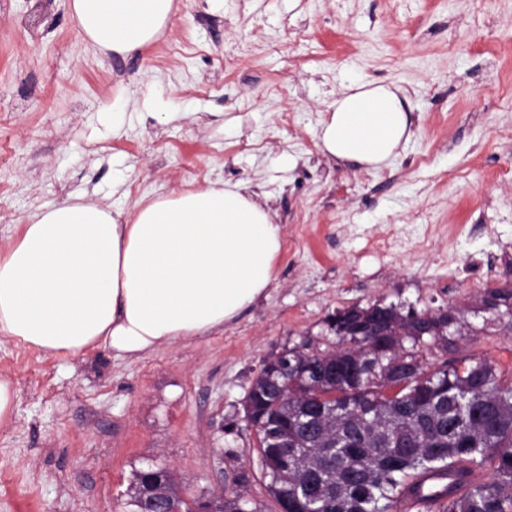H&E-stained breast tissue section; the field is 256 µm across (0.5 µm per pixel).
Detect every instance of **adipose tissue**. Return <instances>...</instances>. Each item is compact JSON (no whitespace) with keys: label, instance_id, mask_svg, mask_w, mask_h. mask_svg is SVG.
Here are the masks:
<instances>
[{"label":"adipose tissue","instance_id":"ef3b65f1","mask_svg":"<svg viewBox=\"0 0 512 512\" xmlns=\"http://www.w3.org/2000/svg\"><path fill=\"white\" fill-rule=\"evenodd\" d=\"M79 31L125 55L160 36L175 0H71ZM408 96L356 83L332 102L324 156L378 167L413 137ZM266 196L213 184L137 200L66 199L31 214L0 253V334L46 356L102 345L139 360L223 332L275 282L281 249Z\"/></svg>","mask_w":512,"mask_h":512}]
</instances>
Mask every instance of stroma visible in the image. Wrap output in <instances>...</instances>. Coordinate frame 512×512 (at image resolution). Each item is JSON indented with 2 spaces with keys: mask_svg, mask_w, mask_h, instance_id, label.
Listing matches in <instances>:
<instances>
[{
  "mask_svg": "<svg viewBox=\"0 0 512 512\" xmlns=\"http://www.w3.org/2000/svg\"><path fill=\"white\" fill-rule=\"evenodd\" d=\"M352 82L410 99L415 135L386 166L319 149ZM121 102L133 120L116 135ZM159 112L182 118L162 126ZM217 181L268 195L283 235L275 287L223 334L138 361L0 338V377L17 390L0 425V512H133L127 489L152 463L189 498L245 475L277 512L244 399L264 360L330 348L326 319L354 306L452 311L464 338L425 363L481 356L512 379V327L485 307L512 287V0H177L163 34L126 55L88 42L70 0H0L1 253L69 197L125 210ZM428 224L442 233L415 250ZM391 228L406 246L372 250ZM450 253L477 275L449 274Z\"/></svg>",
  "mask_w": 512,
  "mask_h": 512,
  "instance_id": "stroma-1",
  "label": "stroma"
}]
</instances>
